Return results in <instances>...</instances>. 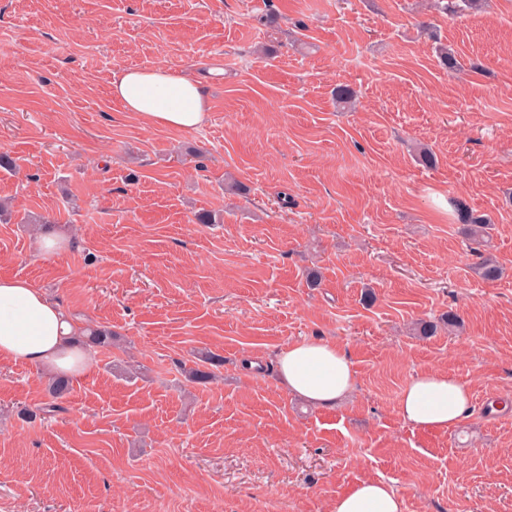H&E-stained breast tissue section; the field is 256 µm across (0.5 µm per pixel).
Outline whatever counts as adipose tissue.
I'll list each match as a JSON object with an SVG mask.
<instances>
[{"label": "adipose tissue", "mask_w": 512, "mask_h": 512, "mask_svg": "<svg viewBox=\"0 0 512 512\" xmlns=\"http://www.w3.org/2000/svg\"><path fill=\"white\" fill-rule=\"evenodd\" d=\"M112 98L123 111L154 128L191 131L208 111L199 82L163 68H128L112 81ZM81 328L65 309L30 280L0 277V357L79 379L94 366L92 355L74 346ZM278 377L288 390L314 406L336 404L357 383L347 353L320 339L288 343L276 355ZM469 387L448 374L425 371L412 377L398 402L401 417L420 428L445 431L469 417ZM331 512H404L387 483L364 480L338 497Z\"/></svg>", "instance_id": "ef3b65f1"}]
</instances>
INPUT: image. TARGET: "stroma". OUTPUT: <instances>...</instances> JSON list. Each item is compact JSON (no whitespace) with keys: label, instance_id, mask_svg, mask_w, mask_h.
Instances as JSON below:
<instances>
[{"label":"stroma","instance_id":"1","mask_svg":"<svg viewBox=\"0 0 512 512\" xmlns=\"http://www.w3.org/2000/svg\"><path fill=\"white\" fill-rule=\"evenodd\" d=\"M445 3L0 0V276L115 335L32 422L50 374L0 358V512H331L367 479L404 512H512V0ZM134 67L199 79L205 122L123 112ZM453 195L489 219L498 280ZM451 311L459 333L419 335ZM318 337L357 373L333 407L276 373ZM203 349L223 363L189 381ZM429 370L473 393L445 432L397 409ZM71 381L69 378L56 375L49 380L46 387V394L49 401L45 402L43 406L33 409L24 408L21 410V416L32 419L41 413L43 415H53L56 412H62L64 407L61 405L62 400L70 393Z\"/></svg>","mask_w":512,"mask_h":512}]
</instances>
